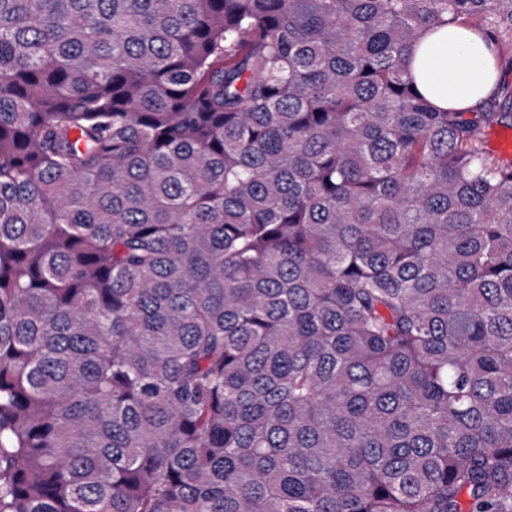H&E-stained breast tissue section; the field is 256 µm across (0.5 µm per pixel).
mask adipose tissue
I'll return each mask as SVG.
<instances>
[{
	"mask_svg": "<svg viewBox=\"0 0 512 512\" xmlns=\"http://www.w3.org/2000/svg\"><path fill=\"white\" fill-rule=\"evenodd\" d=\"M412 70L422 93L439 109L477 108L495 86L492 50L460 24L426 32Z\"/></svg>",
	"mask_w": 512,
	"mask_h": 512,
	"instance_id": "adipose-tissue-1",
	"label": "adipose tissue"
}]
</instances>
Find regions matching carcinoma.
Segmentation results:
<instances>
[{
    "mask_svg": "<svg viewBox=\"0 0 512 512\" xmlns=\"http://www.w3.org/2000/svg\"><path fill=\"white\" fill-rule=\"evenodd\" d=\"M512 0H0V512H512ZM412 70L422 93L439 109H477L495 86L493 51L460 24L426 32ZM507 132L512 133V129H510V128L508 129V128H505L500 125H494L488 129H486L485 138H484L485 150L495 159L508 160V161L511 160L512 161V152L510 154V151H511L510 135L504 137L500 142L501 149L504 152L509 153L510 155H505L497 148L498 137L500 135L506 134Z\"/></svg>",
    "mask_w": 512,
    "mask_h": 512,
    "instance_id": "obj_1",
    "label": "carcinoma"
}]
</instances>
